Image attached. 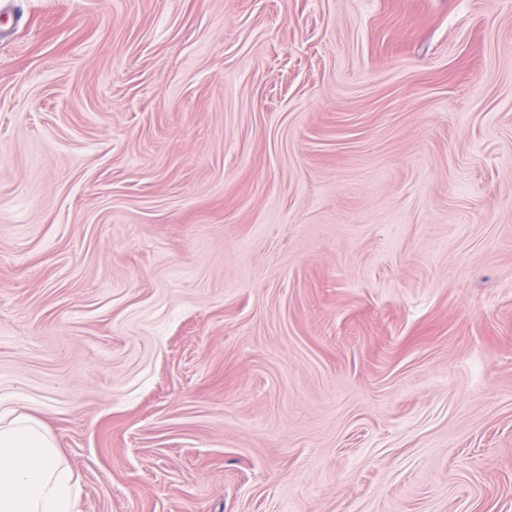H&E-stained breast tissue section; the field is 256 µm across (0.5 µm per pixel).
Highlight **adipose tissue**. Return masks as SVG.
I'll return each mask as SVG.
<instances>
[{
    "mask_svg": "<svg viewBox=\"0 0 512 512\" xmlns=\"http://www.w3.org/2000/svg\"><path fill=\"white\" fill-rule=\"evenodd\" d=\"M74 474L28 413L0 417V512H77Z\"/></svg>",
    "mask_w": 512,
    "mask_h": 512,
    "instance_id": "ef3b65f1",
    "label": "adipose tissue"
}]
</instances>
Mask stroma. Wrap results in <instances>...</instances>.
Masks as SVG:
<instances>
[{"mask_svg":"<svg viewBox=\"0 0 512 512\" xmlns=\"http://www.w3.org/2000/svg\"><path fill=\"white\" fill-rule=\"evenodd\" d=\"M78 512H512V0H0V413Z\"/></svg>","mask_w":512,"mask_h":512,"instance_id":"35a3bbf8","label":"stroma"}]
</instances>
